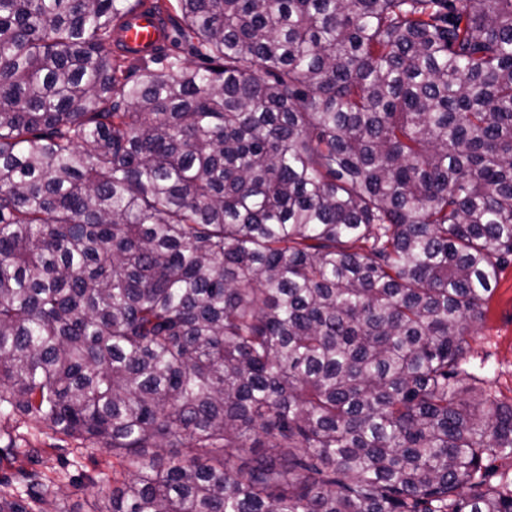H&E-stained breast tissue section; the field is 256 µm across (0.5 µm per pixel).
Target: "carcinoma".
<instances>
[{"label": "carcinoma", "instance_id": "1", "mask_svg": "<svg viewBox=\"0 0 512 512\" xmlns=\"http://www.w3.org/2000/svg\"><path fill=\"white\" fill-rule=\"evenodd\" d=\"M511 259L512 0H0V419L97 512H512ZM162 23L152 14L141 11L129 20L128 28L120 34L122 41L141 53L150 52L160 43ZM468 372L512 403V261L500 273L485 319L469 337ZM72 438L56 434L34 420L0 421V448L14 446L18 452L38 450L26 459L0 457V479L8 478L22 489L19 469L37 470L60 488L61 497L74 512H93L112 492V454L99 447L86 449Z\"/></svg>", "mask_w": 512, "mask_h": 512}]
</instances>
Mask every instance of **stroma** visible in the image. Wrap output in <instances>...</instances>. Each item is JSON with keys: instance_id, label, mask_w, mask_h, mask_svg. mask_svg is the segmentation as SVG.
<instances>
[{"instance_id": "obj_1", "label": "stroma", "mask_w": 512, "mask_h": 512, "mask_svg": "<svg viewBox=\"0 0 512 512\" xmlns=\"http://www.w3.org/2000/svg\"><path fill=\"white\" fill-rule=\"evenodd\" d=\"M466 367L512 403V263L503 267L484 320L469 338ZM21 450L0 457V479L20 485V469L36 470L55 482L70 512H94L112 492V456L55 433L34 420L0 421V448Z\"/></svg>"}]
</instances>
